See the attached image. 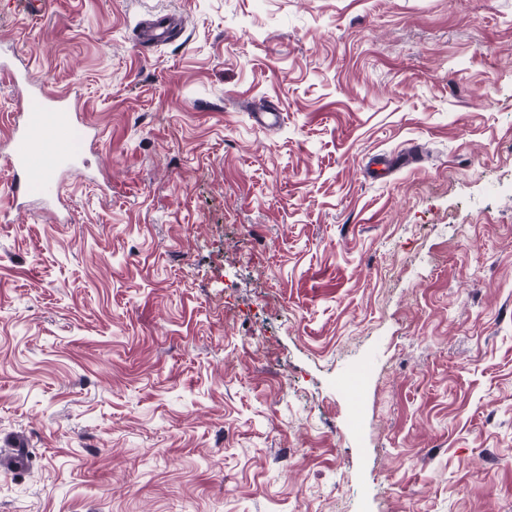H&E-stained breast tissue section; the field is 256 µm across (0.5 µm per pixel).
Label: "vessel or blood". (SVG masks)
<instances>
[{"mask_svg":"<svg viewBox=\"0 0 512 512\" xmlns=\"http://www.w3.org/2000/svg\"><path fill=\"white\" fill-rule=\"evenodd\" d=\"M180 24L175 14H153L143 24L139 39L165 43ZM19 110L23 121L12 130L7 155L13 173L11 197L17 202L30 197L59 202L63 182L83 174V154L75 148L74 137L77 132H89L90 126L69 94H50L36 85L20 98Z\"/></svg>","mask_w":512,"mask_h":512,"instance_id":"vessel-or-blood-1","label":"vessel or blood"}]
</instances>
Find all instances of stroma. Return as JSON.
I'll return each mask as SVG.
<instances>
[{
	"instance_id": "obj_1",
	"label": "stroma",
	"mask_w": 512,
	"mask_h": 512,
	"mask_svg": "<svg viewBox=\"0 0 512 512\" xmlns=\"http://www.w3.org/2000/svg\"><path fill=\"white\" fill-rule=\"evenodd\" d=\"M0 52L100 132L57 220L0 155V512H512V0H0ZM180 25L181 18L175 14L155 13L141 27L139 39L142 43L163 44Z\"/></svg>"
}]
</instances>
